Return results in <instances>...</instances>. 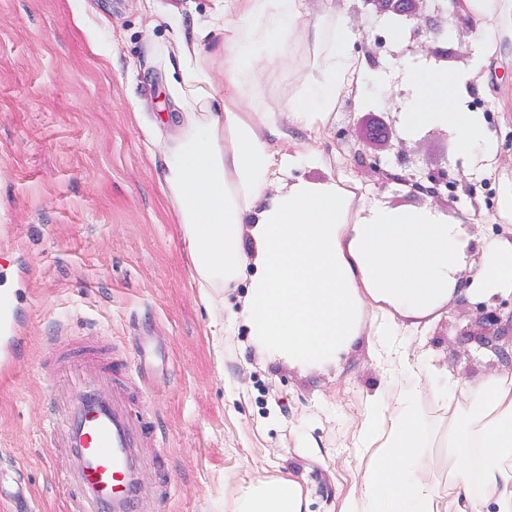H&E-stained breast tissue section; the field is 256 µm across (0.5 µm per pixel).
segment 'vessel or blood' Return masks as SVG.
I'll list each match as a JSON object with an SVG mask.
<instances>
[{
    "label": "vessel or blood",
    "mask_w": 512,
    "mask_h": 512,
    "mask_svg": "<svg viewBox=\"0 0 512 512\" xmlns=\"http://www.w3.org/2000/svg\"><path fill=\"white\" fill-rule=\"evenodd\" d=\"M56 352L66 366L94 369L68 400L61 420L70 463L68 512H142L153 500L140 479L142 450L153 426L133 416L112 361L96 346L65 335L58 337Z\"/></svg>",
    "instance_id": "b4317fda"
}]
</instances>
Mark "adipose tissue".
Returning a JSON list of instances; mask_svg holds the SVG:
<instances>
[{"label": "adipose tissue", "instance_id": "ef3b65f1", "mask_svg": "<svg viewBox=\"0 0 512 512\" xmlns=\"http://www.w3.org/2000/svg\"><path fill=\"white\" fill-rule=\"evenodd\" d=\"M224 34V84L212 80L213 55L198 31L168 18L179 72L169 93L178 134L164 153L161 179L183 228L205 306L215 289L249 275L237 318L254 345L300 367L335 365L377 321L392 350L396 388L372 401L355 439L369 456L342 512H512V345L499 373L473 382H438L427 363L410 364L395 348L403 326L439 318L449 302H493L512 294V241L483 243L472 261L466 216L429 208L383 206L330 177L295 176L299 155L281 151L292 131L319 142L329 115L359 95L361 65L343 22L304 19L303 0H216ZM471 23L478 78L410 66L414 89L404 105L407 130L436 123L457 132L459 155L489 172L502 149L482 113L467 110L471 90L495 99L512 130V0H458ZM302 42V54L288 46ZM287 55L292 79L271 109L259 78L262 61ZM289 124H282L281 113ZM280 183L270 191L271 183ZM433 385L448 414L445 457L421 413ZM448 469L447 486L436 471ZM310 491L296 476H258L235 485L230 512H308Z\"/></svg>", "mask_w": 512, "mask_h": 512}]
</instances>
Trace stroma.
I'll use <instances>...</instances> for the list:
<instances>
[{"label":"stroma","mask_w":512,"mask_h":512,"mask_svg":"<svg viewBox=\"0 0 512 512\" xmlns=\"http://www.w3.org/2000/svg\"><path fill=\"white\" fill-rule=\"evenodd\" d=\"M213 9L214 0H0V479L27 475L32 512H67L57 419L79 374L51 356L62 327L102 337L115 359L132 358L145 340L159 351L124 379L134 411L156 426L144 452L154 512H225L232 485L286 472L315 489L310 512H340L357 485L354 439L376 391L391 385L384 347L367 327L333 366L271 357L232 319L244 278L208 310L152 163L171 134L160 124L173 78L163 17L204 29L209 52L222 38ZM305 9L312 20L342 19L367 66L385 70L386 87L367 86V102L345 100L329 116L320 162L298 176L359 182L391 208L475 215L478 243L511 238L512 223L494 214L512 163L478 177L474 199L420 197L397 180L444 170L454 181L465 168L452 127L405 132L411 89L395 64L474 73L469 29L449 21L453 54L439 63L428 35L413 52L392 40L377 47L389 20L361 0H305ZM362 153L380 156L383 174L360 167ZM476 315V302L452 301L429 329L399 341L411 361L480 379L501 362L463 336Z\"/></svg>","instance_id":"stroma-1"}]
</instances>
